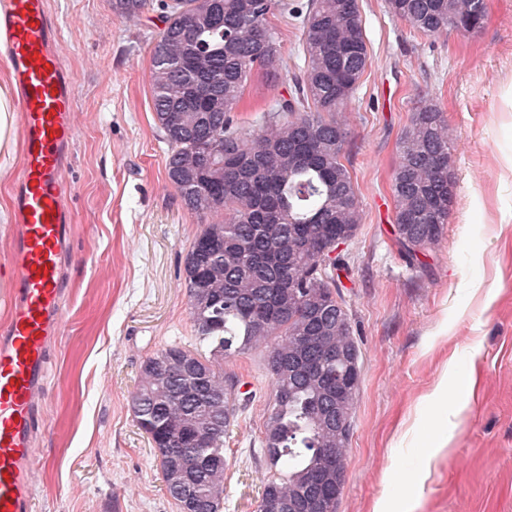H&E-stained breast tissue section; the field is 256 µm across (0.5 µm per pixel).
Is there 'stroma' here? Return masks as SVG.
Wrapping results in <instances>:
<instances>
[{
	"mask_svg": "<svg viewBox=\"0 0 512 512\" xmlns=\"http://www.w3.org/2000/svg\"><path fill=\"white\" fill-rule=\"evenodd\" d=\"M369 61L347 104L343 162L362 222L341 273L363 356L338 512H512V0H487L482 28L428 37L386 0H358ZM77 81L70 293L49 350L48 464L34 512H178L134 420L142 361L199 341L184 257L201 230L169 185L153 110L155 7L131 21L112 0H50ZM276 28L285 70L249 81L242 121L289 95L304 65L288 11ZM454 138L455 201L441 243L409 266L393 233L399 138L422 95ZM243 386L226 445L224 512H255L269 471L264 348L225 363Z\"/></svg>",
	"mask_w": 512,
	"mask_h": 512,
	"instance_id": "stroma-1",
	"label": "stroma"
}]
</instances>
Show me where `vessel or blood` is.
I'll return each mask as SVG.
<instances>
[{
    "instance_id": "1",
    "label": "vessel or blood",
    "mask_w": 512,
    "mask_h": 512,
    "mask_svg": "<svg viewBox=\"0 0 512 512\" xmlns=\"http://www.w3.org/2000/svg\"><path fill=\"white\" fill-rule=\"evenodd\" d=\"M49 0H0V64L18 99L25 162L13 183L10 323L0 329V512H32L48 346L61 330L72 186L62 177L76 127V85L58 51Z\"/></svg>"
}]
</instances>
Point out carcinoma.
Masks as SVG:
<instances>
[{
    "label": "carcinoma",
    "instance_id": "1",
    "mask_svg": "<svg viewBox=\"0 0 512 512\" xmlns=\"http://www.w3.org/2000/svg\"><path fill=\"white\" fill-rule=\"evenodd\" d=\"M280 0H156L155 120L166 174L204 225L185 257L193 325L206 353L171 345L147 357L131 404L179 512H224V443L238 379L224 360L266 349L272 401L263 423L270 476L257 512H337L346 478L362 352L336 280L362 220L342 163V112L368 49L357 0H300L305 67L253 128L234 122L248 81L279 79L271 17ZM147 0H112L136 18ZM414 31L480 28L485 0H387ZM444 113L420 100L392 170L394 233L405 258L438 246L455 193Z\"/></svg>",
    "mask_w": 512,
    "mask_h": 512
}]
</instances>
